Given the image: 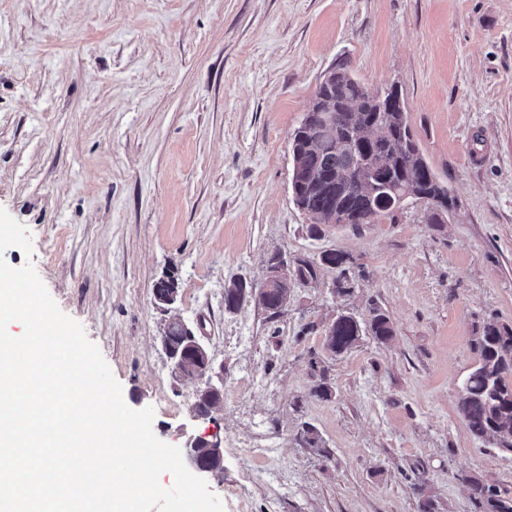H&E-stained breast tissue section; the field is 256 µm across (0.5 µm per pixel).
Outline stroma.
I'll return each mask as SVG.
<instances>
[{"mask_svg":"<svg viewBox=\"0 0 512 512\" xmlns=\"http://www.w3.org/2000/svg\"><path fill=\"white\" fill-rule=\"evenodd\" d=\"M341 63L398 84L447 223L413 204L309 232L291 135ZM0 207L33 241L0 257L33 265L125 404L154 407L164 442H220L207 483L225 512H421L426 496L475 512L464 476L512 489V452L458 409L473 339L512 327V0H0ZM276 250H339L365 276L344 302L327 270L277 317L225 311V282L260 283ZM373 304L393 339L329 356L323 325ZM174 314L224 370L213 417L193 418L196 383L165 354ZM313 358L331 398L311 392Z\"/></svg>","mask_w":512,"mask_h":512,"instance_id":"35a3bbf8","label":"stroma"}]
</instances>
